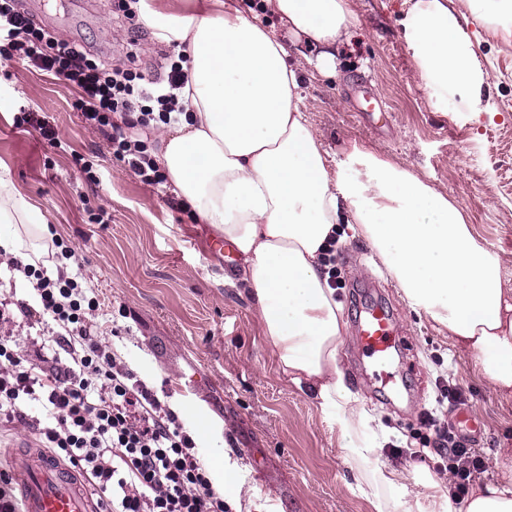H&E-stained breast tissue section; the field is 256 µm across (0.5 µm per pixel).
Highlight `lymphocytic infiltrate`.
Here are the masks:
<instances>
[{
  "instance_id": "f902f5d3",
  "label": "lymphocytic infiltrate",
  "mask_w": 512,
  "mask_h": 512,
  "mask_svg": "<svg viewBox=\"0 0 512 512\" xmlns=\"http://www.w3.org/2000/svg\"><path fill=\"white\" fill-rule=\"evenodd\" d=\"M0 58L76 85L75 109L104 135L113 158L146 185L166 183L147 144L131 141L112 115L132 113L144 127L177 120L186 78L179 61L170 62L162 79L104 64L84 46L34 25L15 0H0ZM7 270L29 281L36 303L23 306V313L54 323L51 340L69 360L51 369L38 366L15 337L0 336V424L25 421L26 408L38 406L42 448L86 475L108 512H233L215 492L198 444L177 413L94 333L101 303L93 289L62 271L50 276L39 263L11 258ZM432 452L448 461L452 497H464L483 468L480 456L451 432L439 434Z\"/></svg>"
}]
</instances>
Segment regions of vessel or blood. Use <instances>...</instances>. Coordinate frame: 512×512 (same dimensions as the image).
Returning a JSON list of instances; mask_svg holds the SVG:
<instances>
[{"instance_id": "obj_1", "label": "vessel or blood", "mask_w": 512, "mask_h": 512, "mask_svg": "<svg viewBox=\"0 0 512 512\" xmlns=\"http://www.w3.org/2000/svg\"><path fill=\"white\" fill-rule=\"evenodd\" d=\"M394 330L392 314L383 306L372 305L360 318L357 334L371 380L398 395L403 382L392 370L397 355ZM10 457L24 512H96L85 482L41 449L14 450Z\"/></svg>"}]
</instances>
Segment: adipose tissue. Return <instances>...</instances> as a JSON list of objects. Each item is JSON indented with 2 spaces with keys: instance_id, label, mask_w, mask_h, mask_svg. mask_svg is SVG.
Masks as SVG:
<instances>
[{
  "instance_id": "obj_1",
  "label": "adipose tissue",
  "mask_w": 512,
  "mask_h": 512,
  "mask_svg": "<svg viewBox=\"0 0 512 512\" xmlns=\"http://www.w3.org/2000/svg\"><path fill=\"white\" fill-rule=\"evenodd\" d=\"M512 14V0H404L400 24L435 111L456 95L488 109L490 80L467 29L483 8ZM158 45L189 60L177 122L136 127L169 182L237 253L278 373L306 386L339 430V451L372 512H512V453L496 454L504 478L473 486L454 504L431 479L417 496L411 473L380 469L373 418L340 368L348 323L322 269L337 225L367 241L403 300L448 331L479 373L512 400V288L499 255L480 241L448 195L412 171L355 144L330 155L309 123L294 48L316 53L332 75L358 24L353 0H207L197 14L137 5ZM53 236L40 208L0 166V250L54 269Z\"/></svg>"
}]
</instances>
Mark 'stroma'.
I'll return each mask as SVG.
<instances>
[{"mask_svg":"<svg viewBox=\"0 0 512 512\" xmlns=\"http://www.w3.org/2000/svg\"><path fill=\"white\" fill-rule=\"evenodd\" d=\"M123 0H18L19 7L60 40L86 45L99 58L126 62V41L137 36L134 62L142 74L163 75L164 52L152 44L141 20L125 19ZM402 0H355L359 26L338 56L336 77L308 73L307 117L329 153L362 142L410 169L454 198L483 243L504 263L512 284V46L485 36L477 49L492 78L489 111L469 112L456 98L450 113L433 111L399 24ZM380 93L387 124L359 115L351 99L361 83ZM76 86L0 61V163L18 190L40 205L54 237L79 254L69 272H81L95 288L104 316L96 333L114 343L124 360L173 410L196 409L207 427L193 426L200 454L219 445L243 492L237 512H370L352 488L353 471L340 455L338 432L325 420L305 387L281 377L252 302L237 279V263L205 251L213 234L191 220L174 192L143 185L109 153L99 133L72 109ZM39 112L56 128L65 149L45 144L37 131L18 128L17 112ZM91 160L100 182L86 180L73 158ZM106 223H97L98 214ZM368 244L347 225L336 235V300L349 325L367 301L393 308L406 350L395 363L410 393L391 399L359 375L354 336L341 346V367L353 393L373 416L382 443L396 455L378 454L377 467L402 465L416 480L426 471L447 480L435 455L414 458L415 449L452 429L456 410L472 413L482 434L473 441L484 468L478 481H497V452L512 448V403L482 377L473 356L463 354L426 315L411 311ZM120 336H113V326ZM49 327L13 311L0 335H16L33 359L52 366L66 360L42 356ZM196 393L183 395L187 381ZM458 387L460 405L437 404L442 382ZM434 411V422L424 414Z\"/></svg>","mask_w":512,"mask_h":512,"instance_id":"35a3bbf8","label":"stroma"}]
</instances>
